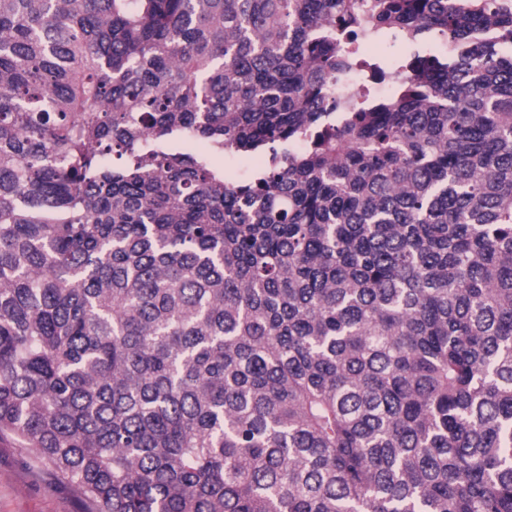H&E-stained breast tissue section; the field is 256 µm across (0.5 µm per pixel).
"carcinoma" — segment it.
<instances>
[{"mask_svg": "<svg viewBox=\"0 0 512 512\" xmlns=\"http://www.w3.org/2000/svg\"><path fill=\"white\" fill-rule=\"evenodd\" d=\"M365 30L447 49L338 113ZM498 42L512 0H0V439L88 512H512Z\"/></svg>", "mask_w": 512, "mask_h": 512, "instance_id": "obj_1", "label": "carcinoma"}]
</instances>
